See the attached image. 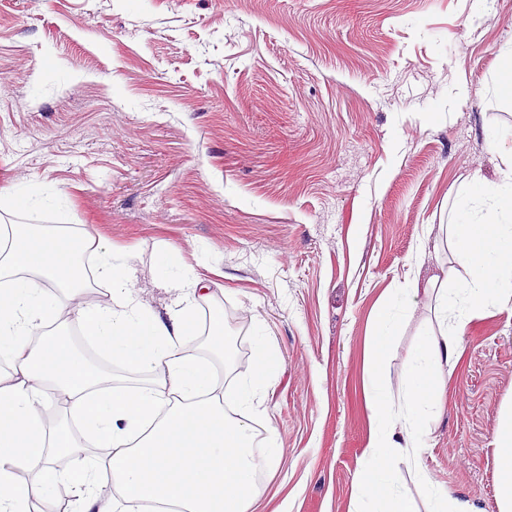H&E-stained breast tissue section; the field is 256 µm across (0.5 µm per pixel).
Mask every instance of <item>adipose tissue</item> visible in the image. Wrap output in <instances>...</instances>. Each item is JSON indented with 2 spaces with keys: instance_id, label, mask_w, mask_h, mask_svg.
Returning <instances> with one entry per match:
<instances>
[{
  "instance_id": "ef3b65f1",
  "label": "adipose tissue",
  "mask_w": 512,
  "mask_h": 512,
  "mask_svg": "<svg viewBox=\"0 0 512 512\" xmlns=\"http://www.w3.org/2000/svg\"><path fill=\"white\" fill-rule=\"evenodd\" d=\"M455 214L446 228L448 249L467 277L446 271L396 294L405 304L421 295L433 299L441 320L439 330L418 343L397 411L382 378L383 352L396 330L392 310L382 311L373 329L364 395L376 428L369 468L355 479V512H406L386 460L418 465L427 415L441 396L432 369L457 361L473 317L512 306V149L498 181L477 171L465 178ZM67 238L48 224L0 225V360L12 368L0 376V512H30L32 503L53 500L64 484L71 512H142L146 501L181 512H252L255 474L281 454L257 447L249 417L261 405L258 387L281 367L278 355L260 347L252 382L223 391L210 365L185 343L203 279L172 271L160 258L156 276L177 296L166 314H157L130 290L126 256L87 238L84 249L111 295L109 305L90 307L81 298L86 271L61 247ZM41 279L47 287H38ZM60 289L66 300L57 297ZM64 315L91 332L110 359L157 372L161 381L132 387L86 370L47 330ZM49 397L63 400L70 425L46 427L41 406ZM228 401L239 406L237 415L226 413ZM88 440L108 449L106 462L88 461L74 475L55 468L56 456L80 457ZM21 469L32 472L31 481L18 479Z\"/></svg>"
}]
</instances>
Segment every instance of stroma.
I'll use <instances>...</instances> for the list:
<instances>
[{
	"instance_id": "35a3bbf8",
	"label": "stroma",
	"mask_w": 512,
	"mask_h": 512,
	"mask_svg": "<svg viewBox=\"0 0 512 512\" xmlns=\"http://www.w3.org/2000/svg\"><path fill=\"white\" fill-rule=\"evenodd\" d=\"M512 0H0V222L88 230L129 253L165 314L154 257L210 280L186 344L231 389L257 339L281 360L253 418L282 455L256 512H351L371 421L364 354L393 289L448 266L464 179H496L512 127ZM37 188L39 204L11 194ZM243 313L245 363L206 314ZM429 299L398 311L384 378L401 403ZM428 418L423 472L499 512L512 319L476 318Z\"/></svg>"
}]
</instances>
